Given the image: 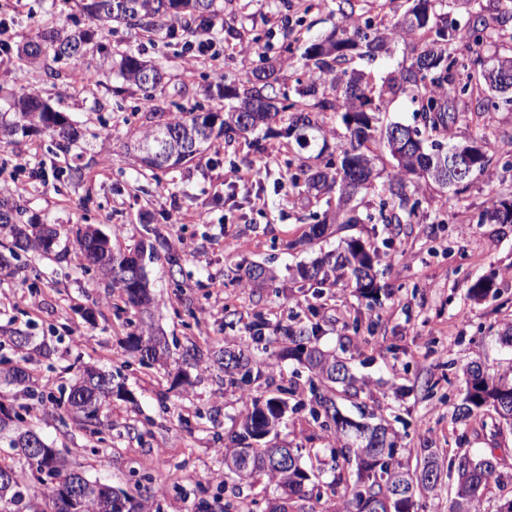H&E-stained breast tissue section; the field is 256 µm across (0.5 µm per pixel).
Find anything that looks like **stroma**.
Returning <instances> with one entry per match:
<instances>
[{"label": "stroma", "instance_id": "1", "mask_svg": "<svg viewBox=\"0 0 512 512\" xmlns=\"http://www.w3.org/2000/svg\"><path fill=\"white\" fill-rule=\"evenodd\" d=\"M51 21L71 28L85 18L76 0H24L20 10L0 12V87L50 89L78 141L66 156L39 132L0 146V200L50 227L95 225L121 252L142 239V223L150 221L181 258L182 272L175 276L165 261L146 265L155 298L152 323L169 341H193L204 349L239 342L260 357L266 342L253 336L252 323L284 324L295 314L315 318L319 345L346 358L362 386L359 397L339 400L344 414L388 420L405 461H415L426 448L444 452L461 444L476 453L494 450L503 481L493 495L512 496V430L495 434L477 418L464 425L454 421L463 364L512 367V346L498 338L502 323L512 318V224L479 221L490 194L512 190V169L504 158L494 157L467 192L449 198L447 211L436 205L434 188L422 187L416 194L419 223L404 228L391 246L382 244V225L351 229V236L381 246L386 288L370 303L346 281L318 285L296 273L297 265L333 250L338 238L290 246L306 231L311 212L288 181V161L298 154L293 139L271 135L252 143L220 137L161 180L143 177L129 151L133 133L167 121L178 102L215 107L208 78L191 73L181 40H151L120 27L111 36L113 48L139 53L172 76L158 99L159 113L136 109L129 86L92 55L83 64L96 71V84L73 87L66 64L55 84H48L43 64L19 59L18 49ZM223 21L210 31L220 73L244 80L263 52L282 62L281 74L291 84L303 68L299 55L282 51L288 35L311 42L340 24L341 16L336 0H225ZM483 106L484 126L456 125L452 142L477 135L490 140L512 128V104L492 97ZM20 155L30 159L31 171H18ZM67 157L84 168L83 182L56 178L55 166ZM251 169L262 170L260 182H233L235 171ZM250 264L273 269L276 287L238 281L237 266ZM35 267L28 277L0 271V333L21 328L46 337L49 356L32 352L28 364L36 389L59 394L92 365L121 372L127 394L113 398L107 410L112 438L106 443L76 426H62L48 412L31 415L29 426L83 462L89 479L128 490L140 473H151L149 502L160 512H199L200 501L223 495L224 456L215 436L227 433L238 418L245 392L272 391L286 379L300 396L309 393L311 374L293 360L283 361L282 373L245 384H229L211 367L191 370L192 387L173 386L175 365L150 368L126 352L125 340L138 332L139 321L125 310L119 292L105 288L99 270L74 253L61 264L36 258ZM485 276L493 277L497 296L471 300L469 287ZM132 425L149 426L150 432L128 435ZM99 454L110 459V467H96Z\"/></svg>", "mask_w": 512, "mask_h": 512}]
</instances>
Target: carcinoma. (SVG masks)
Instances as JSON below:
<instances>
[{"mask_svg": "<svg viewBox=\"0 0 512 512\" xmlns=\"http://www.w3.org/2000/svg\"><path fill=\"white\" fill-rule=\"evenodd\" d=\"M405 12L391 25L380 28L370 19L355 14L353 0H340L338 10L346 25H338L327 35L312 41L301 53L303 68L310 81L296 80L295 94L290 98L281 82L280 67L267 56L259 55L258 64L242 83L220 78L210 87V94L222 102L217 111L200 112L197 107L182 108L163 123L144 131L133 142L137 161L152 172H169L202 153L212 138L245 135L262 130L272 132L270 123L276 117L287 121L286 132L296 129L308 135L295 139L302 150H317L296 165L291 175L293 188L304 181L299 194L316 201H325L326 209L313 213L314 223L299 244L310 243L327 235L329 225L340 233L357 224H382L392 233L394 224H411L419 208L412 187L424 179L441 189L458 195L467 191L471 177L455 178L447 170L437 171L432 164L435 150L448 146L451 128L460 123H478L483 112L472 108L473 101L498 95L490 67L484 65L479 51L481 34L502 31L512 21V7L482 5L469 15L467 23L445 32L448 0H407ZM79 7L89 26L67 30L51 24L44 27L37 39L27 43L21 54L36 62L50 57L55 63L80 60L95 49L102 61L112 58V45L103 25L111 22L138 28L145 33L175 37L173 22L185 20L183 33L192 30L196 21L208 25L220 16L217 0H79ZM401 39L409 47V62L382 80L377 86L366 67L390 51L391 42ZM115 72L125 83L140 93V103L156 111L157 94L168 83L165 69L141 59L130 51L117 52ZM405 95L421 116V125L390 122L383 124L385 104ZM275 102L274 110L254 108L250 125L241 123L239 108L261 100ZM10 111L0 112V143H10L18 135L27 136L38 130L58 140L63 152H69L77 131L61 111L51 104V97L25 89L16 93L9 103ZM331 112L345 129L344 140L329 151L328 134L319 116ZM399 129L414 147L417 156L401 161L396 158L390 131ZM477 154L471 172L487 168L489 153L504 144L512 145V130L501 132L489 142L475 138ZM388 154L396 160V172L378 184L380 173L371 169L357 173L361 160L370 164L375 152ZM385 196L378 212L362 215L354 198L361 192ZM480 221L512 224V203L492 194L480 215ZM9 227L11 244L0 252V269L9 268L19 260V252L35 251L61 263L67 259L68 248L58 249L60 234L72 237V243L89 265L97 268L108 280V287L117 289L126 306L140 320L151 318L153 297L143 265L145 251L155 254L168 244L155 230L154 240L140 241L134 250L123 253L112 250L107 234L87 226L60 231L42 224H17L11 210L0 203V228ZM377 248H368L361 240L342 237L336 249L311 265H301V278L323 284L328 279H344L357 295L374 300L381 291L378 281ZM239 277L257 287L276 280L273 270L261 265L238 268ZM475 301L497 296L494 279L480 278L469 288ZM288 346L271 352L265 360H254L240 347L220 348L210 354L229 381L236 375L260 378L265 369L276 366V360L290 358L304 364L317 380L312 387L310 409L312 420L326 434L330 449L333 479L322 487L314 467L301 463L299 449L280 445V429L288 412V398L280 394L248 396L245 413L235 422L224 452V477L236 482H250L264 476L274 485L276 495L260 508L257 501L224 503L222 512H293L295 503L325 495L344 512H420L423 498L448 480L453 493L448 512H479L482 501L500 484L499 462L491 451L472 453L458 448L448 459V470L442 469L438 449L428 448L415 470L404 468L398 460L399 448L395 431L382 422L370 424L353 421L338 407L337 399L356 396L361 391L358 379L347 362L334 352L313 344L318 325L304 323L281 325ZM127 350L145 365L160 364L169 357L165 337L153 329L152 323L139 333L126 337ZM182 364L196 368L202 361L197 344L183 348ZM26 357H20V362ZM20 362L0 359V384L21 387V403L9 405L0 401V453L18 461L16 466L0 465V512H145L143 499L118 492L112 486L87 478L81 463L68 459L58 450L35 455L27 451L30 438L39 436L26 424L25 416L52 404L64 407L66 417L84 429L103 437L105 424L101 415L110 406L113 394H121L124 383L121 372L108 373L87 366L73 379L66 399L47 397L30 386V374ZM463 392L457 407L456 420L491 417L497 430L512 428V370L500 371L479 361L461 367ZM81 487L78 498H71L68 486Z\"/></svg>", "mask_w": 512, "mask_h": 512, "instance_id": "carcinoma-1", "label": "carcinoma"}]
</instances>
